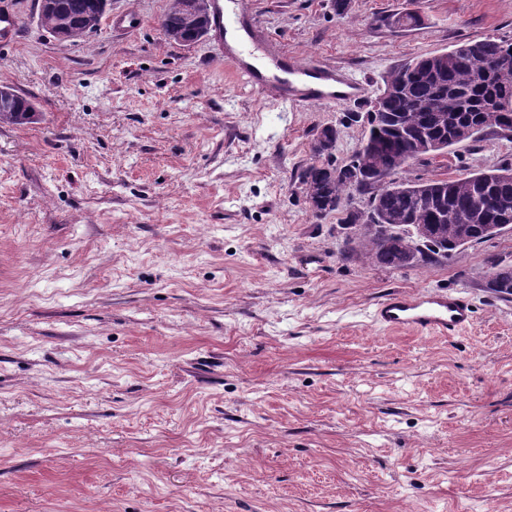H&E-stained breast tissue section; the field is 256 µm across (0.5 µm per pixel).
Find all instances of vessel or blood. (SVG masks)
<instances>
[{"instance_id":"b4317fda","label":"vessel or blood","mask_w":512,"mask_h":512,"mask_svg":"<svg viewBox=\"0 0 512 512\" xmlns=\"http://www.w3.org/2000/svg\"><path fill=\"white\" fill-rule=\"evenodd\" d=\"M211 20L212 31L222 37L234 27L236 16L226 10L224 0H212ZM245 56L242 49L224 50V57L233 69L247 76L260 95L275 94L282 103L291 106L351 101L365 94L363 84L332 67L278 54L272 56L270 68L263 70L246 62ZM373 317L387 328L412 329L446 338L466 330L475 319V311L462 295L398 291L378 304Z\"/></svg>"}]
</instances>
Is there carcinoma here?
Returning <instances> with one entry per match:
<instances>
[{
  "label": "carcinoma",
  "mask_w": 512,
  "mask_h": 512,
  "mask_svg": "<svg viewBox=\"0 0 512 512\" xmlns=\"http://www.w3.org/2000/svg\"><path fill=\"white\" fill-rule=\"evenodd\" d=\"M61 11L72 19L68 40L75 41L93 32L87 21L106 9V0H53ZM188 0H171L165 18V36L169 40L185 39L198 33L195 20L185 5ZM475 49H461L448 56V62L435 77L417 69L428 57L414 59L393 71L385 80V87L396 88L406 84L407 90L387 95L376 122L370 124L366 138L365 166L349 161V168L336 173V164L321 162L304 170L302 182L312 189L313 213L320 216L339 210L336 203L350 192L352 177L375 178L386 169L403 170L412 157L405 148L404 134L414 130L436 133L452 126L468 129L471 136L499 123L501 114L487 112L483 103L495 98L512 105V64L492 69L491 79L482 85L473 76L495 60L512 57V40L487 37L473 42ZM34 103L18 97L5 103L0 100V122L6 125H25L37 120ZM494 182L493 191L498 200L512 209V164L496 169L471 173L466 177L440 183L448 194L451 212L464 214L473 209L481 195L479 182ZM417 182L404 181L399 185H381L376 188L372 211L385 215L395 224H428L432 227L427 260L451 250L462 232L476 231L477 225L463 226L453 217H444L417 197ZM376 229L369 224L347 241L350 249L363 254L372 263L391 269L414 266L413 241L402 235H389L382 244L376 242Z\"/></svg>",
  "instance_id": "1"
}]
</instances>
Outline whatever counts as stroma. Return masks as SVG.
<instances>
[{
  "instance_id": "35a3bbf8",
  "label": "stroma",
  "mask_w": 512,
  "mask_h": 512,
  "mask_svg": "<svg viewBox=\"0 0 512 512\" xmlns=\"http://www.w3.org/2000/svg\"><path fill=\"white\" fill-rule=\"evenodd\" d=\"M168 6L112 0L61 42L0 0V85L40 112L0 125V512H512V296L486 286L512 233L387 269L301 185L322 128L351 159L391 71L512 39V0H246V26L367 85L305 108L213 37L167 40ZM507 162L489 130L402 176ZM395 290L465 294L475 322L382 328Z\"/></svg>"
}]
</instances>
